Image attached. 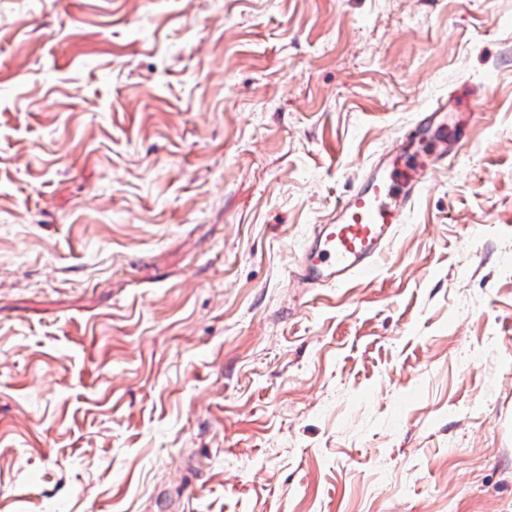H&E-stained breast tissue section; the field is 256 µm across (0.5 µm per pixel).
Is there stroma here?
Returning a JSON list of instances; mask_svg holds the SVG:
<instances>
[{
	"label": "stroma",
	"mask_w": 512,
	"mask_h": 512,
	"mask_svg": "<svg viewBox=\"0 0 512 512\" xmlns=\"http://www.w3.org/2000/svg\"><path fill=\"white\" fill-rule=\"evenodd\" d=\"M456 91L375 275L297 291ZM0 512H512V0H0Z\"/></svg>",
	"instance_id": "obj_1"
}]
</instances>
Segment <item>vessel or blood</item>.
<instances>
[{"label":"vessel or blood","instance_id":"1","mask_svg":"<svg viewBox=\"0 0 512 512\" xmlns=\"http://www.w3.org/2000/svg\"><path fill=\"white\" fill-rule=\"evenodd\" d=\"M447 117L444 102L419 112L393 146L369 165L325 223L315 226L297 262L299 287L338 286L374 274L376 259L406 222L432 168L448 154L447 146L423 144L432 127Z\"/></svg>","mask_w":512,"mask_h":512}]
</instances>
